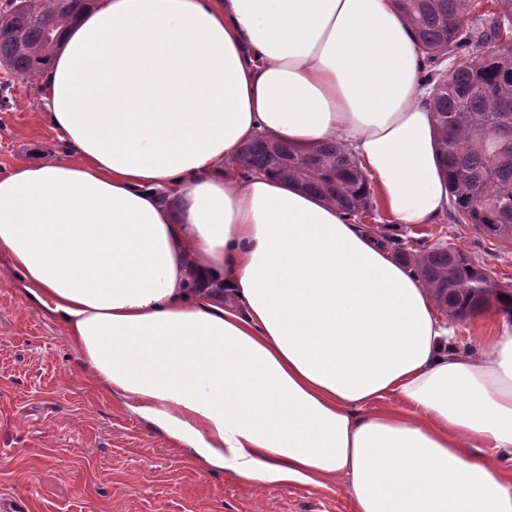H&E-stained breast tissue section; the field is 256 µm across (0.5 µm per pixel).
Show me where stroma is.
Masks as SVG:
<instances>
[{
  "mask_svg": "<svg viewBox=\"0 0 512 512\" xmlns=\"http://www.w3.org/2000/svg\"><path fill=\"white\" fill-rule=\"evenodd\" d=\"M0 106V174L65 157L39 114L38 81L9 76ZM368 231L427 249L457 247L496 282L512 284V243L442 214L407 227L366 221ZM16 276L0 260V494L29 499L28 512H351L342 485L297 483L257 488L230 470L185 454L90 382L59 325L25 303ZM490 309L455 321L454 342L475 351L497 327Z\"/></svg>",
  "mask_w": 512,
  "mask_h": 512,
  "instance_id": "1",
  "label": "stroma"
}]
</instances>
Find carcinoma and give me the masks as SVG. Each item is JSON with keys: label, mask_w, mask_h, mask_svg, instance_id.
I'll return each instance as SVG.
<instances>
[{"label": "carcinoma", "mask_w": 512, "mask_h": 512, "mask_svg": "<svg viewBox=\"0 0 512 512\" xmlns=\"http://www.w3.org/2000/svg\"><path fill=\"white\" fill-rule=\"evenodd\" d=\"M429 63L437 150L448 182L450 214L485 234L512 242V54L476 52L512 35V0H494L495 20L479 24L474 0H395ZM91 7V0H0V66L30 78L52 61L62 28ZM460 55L450 80L437 65ZM235 163L245 174L293 179L306 192L333 201L347 219L374 210L373 193L355 156L337 145L303 152L290 143L259 135L245 143ZM399 260L431 288L448 315L467 320L508 303L467 255L444 245L397 251Z\"/></svg>", "instance_id": "1"}]
</instances>
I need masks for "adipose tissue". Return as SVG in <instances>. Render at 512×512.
<instances>
[{"instance_id":"obj_1","label":"adipose tissue","mask_w":512,"mask_h":512,"mask_svg":"<svg viewBox=\"0 0 512 512\" xmlns=\"http://www.w3.org/2000/svg\"><path fill=\"white\" fill-rule=\"evenodd\" d=\"M392 0H94L40 108L67 150L0 175V256L94 386L257 487L352 512H512V315L477 353L335 204L226 168L337 141L393 223L448 207Z\"/></svg>"}]
</instances>
